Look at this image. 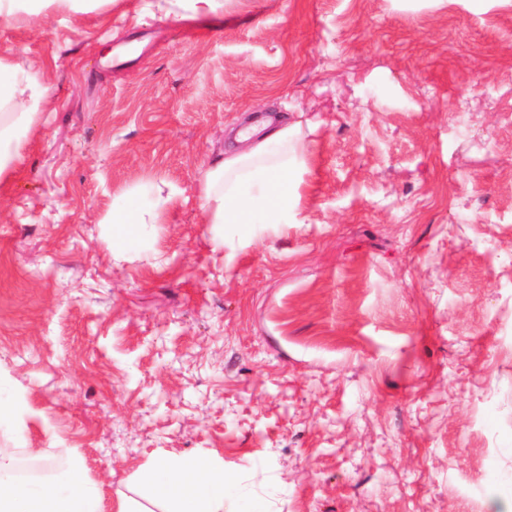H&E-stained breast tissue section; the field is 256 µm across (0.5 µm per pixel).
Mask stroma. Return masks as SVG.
I'll return each instance as SVG.
<instances>
[{"label": "stroma", "mask_w": 512, "mask_h": 512, "mask_svg": "<svg viewBox=\"0 0 512 512\" xmlns=\"http://www.w3.org/2000/svg\"><path fill=\"white\" fill-rule=\"evenodd\" d=\"M150 2L0 22L50 86L0 182V451L80 457L109 510L193 455L276 512H512V0ZM264 115L307 221L226 244L203 170ZM220 2V0H154L153 6L161 16L166 18H205L223 6ZM151 184H145L135 194L117 198L112 210V224L120 226L118 240L125 249L140 246L150 237L146 224H154L157 205L151 196Z\"/></svg>", "instance_id": "obj_1"}]
</instances>
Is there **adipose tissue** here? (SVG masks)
<instances>
[{
    "label": "adipose tissue",
    "mask_w": 512,
    "mask_h": 512,
    "mask_svg": "<svg viewBox=\"0 0 512 512\" xmlns=\"http://www.w3.org/2000/svg\"><path fill=\"white\" fill-rule=\"evenodd\" d=\"M106 0H0V21L49 12L72 15L99 8ZM48 86L17 64L0 59V176L27 144V133ZM298 129L285 124L248 125L234 135L236 146L223 162L203 173V209L228 237L251 242L263 230L305 223L298 189L308 156L294 140ZM157 208L150 185L117 198L112 221L122 247L150 237ZM271 512L266 496L254 493L233 472L216 470L206 459L157 460L145 467L141 501H118L117 512ZM0 512H104L100 490L78 457L0 454Z\"/></svg>",
    "instance_id": "obj_1"
}]
</instances>
